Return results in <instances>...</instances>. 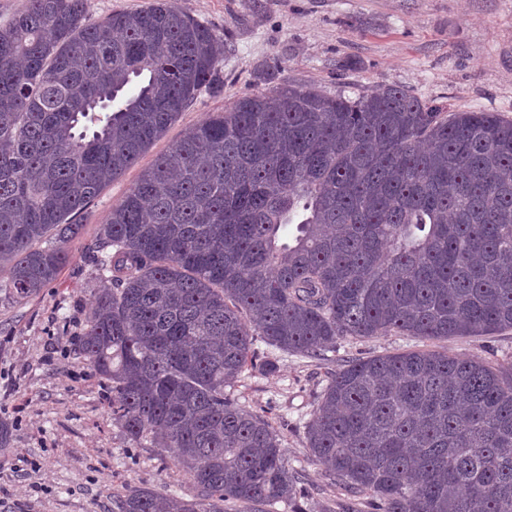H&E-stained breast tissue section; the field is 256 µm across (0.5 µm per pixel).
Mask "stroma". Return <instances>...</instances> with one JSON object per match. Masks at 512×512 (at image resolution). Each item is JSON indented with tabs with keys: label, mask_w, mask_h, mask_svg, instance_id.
<instances>
[{
	"label": "stroma",
	"mask_w": 512,
	"mask_h": 512,
	"mask_svg": "<svg viewBox=\"0 0 512 512\" xmlns=\"http://www.w3.org/2000/svg\"><path fill=\"white\" fill-rule=\"evenodd\" d=\"M225 42L224 87L203 92L78 216L71 261L40 293L0 291V420L14 429L0 454V512H112V498L148 487L190 497L173 453L136 444L112 418V392L84 365L75 342L95 288L98 228L143 170L212 112L286 85L356 98L387 87L430 105L482 110L512 121V0H178ZM431 348L512 366V330L431 343L388 334L338 342L324 358L255 340L274 372L232 386L238 404L265 411L306 491L304 512H335L342 489L309 453L306 424L331 373L352 357Z\"/></svg>",
	"instance_id": "35a3bbf8"
}]
</instances>
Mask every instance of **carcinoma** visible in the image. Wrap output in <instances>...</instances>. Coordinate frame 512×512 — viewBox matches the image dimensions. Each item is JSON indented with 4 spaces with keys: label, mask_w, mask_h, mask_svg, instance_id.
I'll return each mask as SVG.
<instances>
[{
    "label": "carcinoma",
    "mask_w": 512,
    "mask_h": 512,
    "mask_svg": "<svg viewBox=\"0 0 512 512\" xmlns=\"http://www.w3.org/2000/svg\"><path fill=\"white\" fill-rule=\"evenodd\" d=\"M87 15L88 0H25L0 25V289L18 299L69 263L71 218L224 87V41L176 0ZM96 249L107 285L78 354L126 436L175 449L195 489L133 488L112 512H305L279 434L224 388L276 368L257 336L323 357L346 338L512 330V122L400 87L353 100L276 85L160 155ZM306 430L340 512H512V367L354 358Z\"/></svg>",
    "instance_id": "obj_1"
}]
</instances>
